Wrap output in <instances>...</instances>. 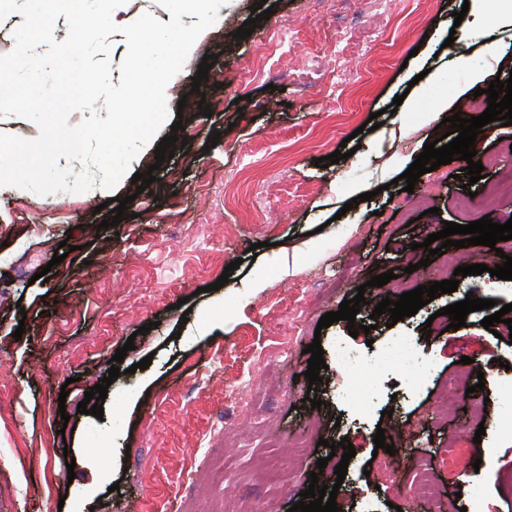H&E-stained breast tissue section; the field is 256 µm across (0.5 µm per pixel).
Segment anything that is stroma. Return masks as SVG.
Here are the masks:
<instances>
[{
    "label": "stroma",
    "instance_id": "1",
    "mask_svg": "<svg viewBox=\"0 0 512 512\" xmlns=\"http://www.w3.org/2000/svg\"><path fill=\"white\" fill-rule=\"evenodd\" d=\"M255 2L233 0L195 53L178 57L168 110L182 112L183 129L158 136L177 135L182 146L163 163L150 152L134 164L139 173L155 167L156 180L139 195L129 181L116 190L128 200L120 223L101 228L111 211L91 192L0 198V512H288L314 470L320 483L338 485L342 512H512L503 483L512 474V437L498 432L512 417L501 394L512 386V330H486L478 314L451 330L442 309L452 293L391 327L372 315L382 299L442 281L446 258L465 265L491 252L450 247L426 274H408L397 244L414 246L421 260L424 239L444 222L512 218V200L483 203L494 171L467 190L458 159L414 185V197L431 196L438 214L402 210L394 197L395 178L443 135L422 126V112L468 85L473 72L512 77L502 0L460 25L453 15L464 0H385L378 8L370 0L321 8L267 0L274 14L248 38L236 37ZM135 6L153 16L141 52L172 46L180 23L168 0ZM207 54L213 67L192 92ZM374 112L382 126L363 130ZM350 136L359 145L351 157L315 166ZM354 184L376 195L349 209ZM65 240L70 258L52 265ZM233 261V279L215 288ZM389 270L393 280L370 286ZM359 293L366 303L355 321L376 330L353 337L344 320L318 329L322 315ZM182 298L184 310L176 306ZM149 322L153 330L138 334ZM397 337L416 352L420 373L384 362ZM315 339L327 367L312 385L304 350ZM129 340L135 348L108 388L103 418L78 413ZM340 350L361 360L358 392L347 397L334 369ZM464 355L484 374L480 397L468 396L459 379ZM147 356L149 368L137 369ZM451 380L457 394L446 401ZM396 423L404 436L392 434ZM66 425L73 431L65 435ZM380 428L393 453L375 451ZM301 435L307 446L297 455L291 447ZM344 438L356 455L340 482L328 444ZM67 449L76 453L72 470ZM486 456L490 464L475 474V460ZM224 457L238 459V468L213 476ZM273 462L282 485L257 483L255 474ZM99 469L109 482L97 481ZM425 469L434 495L420 501L413 480Z\"/></svg>",
    "mask_w": 512,
    "mask_h": 512
}]
</instances>
